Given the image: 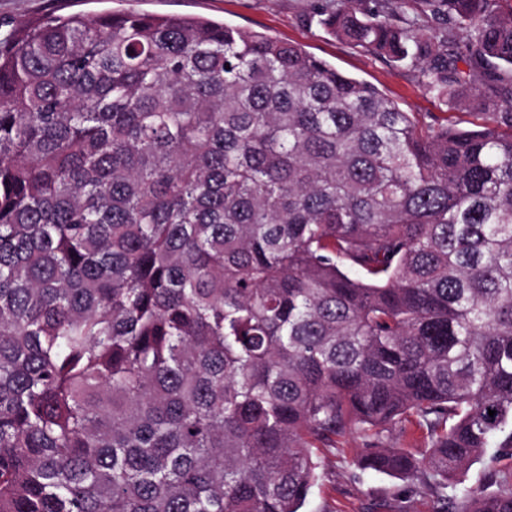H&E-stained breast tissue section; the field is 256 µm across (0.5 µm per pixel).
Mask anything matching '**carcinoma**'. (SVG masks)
Masks as SVG:
<instances>
[{
	"mask_svg": "<svg viewBox=\"0 0 512 512\" xmlns=\"http://www.w3.org/2000/svg\"><path fill=\"white\" fill-rule=\"evenodd\" d=\"M503 2L308 12L439 99L481 67L505 96L475 129L208 19L0 41V512H304L352 430L361 471L431 470L434 512H512V471L459 480L512 455ZM408 414L422 455L380 437ZM496 448H490L484 463L475 464L464 476L463 485L474 489H482L491 492L495 486L489 483V466L496 470L508 471L512 469V457L508 455H497V458L490 463V458L495 454Z\"/></svg>",
	"mask_w": 512,
	"mask_h": 512,
	"instance_id": "carcinoma-1",
	"label": "carcinoma"
}]
</instances>
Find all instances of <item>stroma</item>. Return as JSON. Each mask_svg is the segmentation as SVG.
<instances>
[{
  "label": "stroma",
  "instance_id": "35a3bbf8",
  "mask_svg": "<svg viewBox=\"0 0 512 512\" xmlns=\"http://www.w3.org/2000/svg\"><path fill=\"white\" fill-rule=\"evenodd\" d=\"M309 0H0V40L22 24L46 15H94L112 10L155 15L201 17L224 21L301 46L344 74L377 87L401 110L413 113L424 126L450 120L468 129L479 117L472 107L442 100L425 91L415 71L360 51L337 40L321 26L307 22ZM367 436L352 431L337 438L335 447L321 449V479L307 512H433L435 493L420 480L383 474L359 476L357 464Z\"/></svg>",
  "mask_w": 512,
  "mask_h": 512
}]
</instances>
